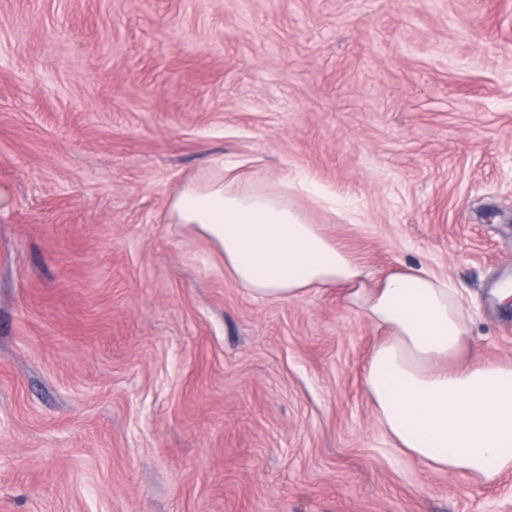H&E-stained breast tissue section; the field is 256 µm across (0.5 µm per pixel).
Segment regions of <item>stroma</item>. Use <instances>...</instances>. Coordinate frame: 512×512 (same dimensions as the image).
Returning <instances> with one entry per match:
<instances>
[{"instance_id": "stroma-1", "label": "stroma", "mask_w": 512, "mask_h": 512, "mask_svg": "<svg viewBox=\"0 0 512 512\" xmlns=\"http://www.w3.org/2000/svg\"><path fill=\"white\" fill-rule=\"evenodd\" d=\"M228 159L512 362V0H0V512H512L393 449L338 289L254 298L172 219Z\"/></svg>"}]
</instances>
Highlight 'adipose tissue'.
<instances>
[{
  "mask_svg": "<svg viewBox=\"0 0 512 512\" xmlns=\"http://www.w3.org/2000/svg\"><path fill=\"white\" fill-rule=\"evenodd\" d=\"M236 168L183 184L170 208L176 223L206 235L252 297L339 288L349 309L384 330L364 385L397 451L486 484L512 469V362L465 363L468 315L447 281L413 266L375 276L291 203L292 190L327 200L316 181L257 189L234 179Z\"/></svg>",
  "mask_w": 512,
  "mask_h": 512,
  "instance_id": "obj_1",
  "label": "adipose tissue"
}]
</instances>
